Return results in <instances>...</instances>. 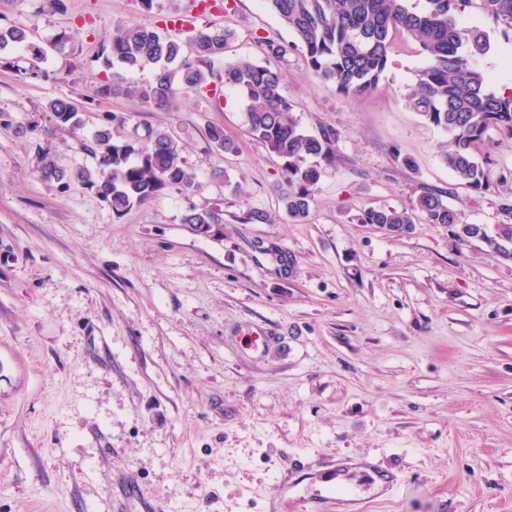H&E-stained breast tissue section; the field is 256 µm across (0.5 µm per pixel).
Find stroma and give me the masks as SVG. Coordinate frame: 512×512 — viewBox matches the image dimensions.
Returning a JSON list of instances; mask_svg holds the SVG:
<instances>
[{"label": "stroma", "instance_id": "35a3bbf8", "mask_svg": "<svg viewBox=\"0 0 512 512\" xmlns=\"http://www.w3.org/2000/svg\"><path fill=\"white\" fill-rule=\"evenodd\" d=\"M194 3L0 0V27L45 50L42 76L26 78L27 53L0 49V512H141L144 498L166 512H301L337 459L362 454L402 479L378 493L352 470L351 512H512V259L445 224L394 236L358 221L430 188L465 222L506 223L512 139L488 132L493 186L473 193L443 161L446 135L404 103L424 64L411 39L374 93L349 99L319 83L263 0H236L203 17L237 33L225 62L283 69L300 125L338 134L308 217L293 220L280 161L236 92L171 112L90 97L113 72L103 39ZM466 22L490 37L482 67L512 77V44L478 11ZM53 99L77 106L78 136L49 122ZM109 115L117 141L149 128L178 139L193 187L119 215L84 185L40 179L44 147L94 166L75 139ZM212 124L236 152L210 144ZM215 204L211 233L183 224L189 206ZM250 209L269 222L243 223ZM296 453L318 478L288 491Z\"/></svg>", "mask_w": 512, "mask_h": 512}]
</instances>
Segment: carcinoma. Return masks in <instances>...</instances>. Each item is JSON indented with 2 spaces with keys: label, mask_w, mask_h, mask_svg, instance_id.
I'll return each instance as SVG.
<instances>
[{
  "label": "carcinoma",
  "mask_w": 512,
  "mask_h": 512,
  "mask_svg": "<svg viewBox=\"0 0 512 512\" xmlns=\"http://www.w3.org/2000/svg\"><path fill=\"white\" fill-rule=\"evenodd\" d=\"M270 11L295 38L316 78L338 94L360 98L377 90L391 62L393 38L401 30L420 49L425 65L405 96L406 105L448 135L443 160L474 193L491 189L487 162L481 158L486 132L494 128L512 138V87L491 89L494 77L478 65L491 50L489 35L463 22L465 9L476 7L487 14L500 33L512 42V0H423L419 8L410 0H265ZM175 39L158 27L131 24L102 44L106 62L125 70L155 67L154 80L130 84L119 73L103 81L92 97L135 98L150 109L169 111L178 96L202 93L212 78L236 90L246 103L248 131L282 161L284 185L279 198L288 215L307 218L313 195L327 167L336 162L337 134L322 128L305 131L294 115V105L283 93L286 75L265 65L215 64L224 58L230 30L212 24L192 25ZM26 47L29 68L23 74L40 75L44 51L20 28H0V49ZM49 120L73 131L79 126L76 106L54 99L45 106ZM208 139L224 152L234 144L224 128L208 127ZM79 149L96 159L93 167H66L46 147L41 149L38 172L42 180L64 189L79 182L95 192L113 212L122 214L145 204L170 189L184 190L193 174L182 159V147L165 130L149 129L144 138L112 140V126L99 127L92 139L78 140ZM137 160L130 161L131 156ZM445 193L425 190L401 209L369 208L360 223L374 225L389 234H400L419 215L428 224H446L465 242L485 234L476 224L462 220L448 206ZM182 223L201 234L224 223L220 207L191 206ZM493 251L512 255V224H504L497 236L488 238Z\"/></svg>",
  "instance_id": "1"
}]
</instances>
